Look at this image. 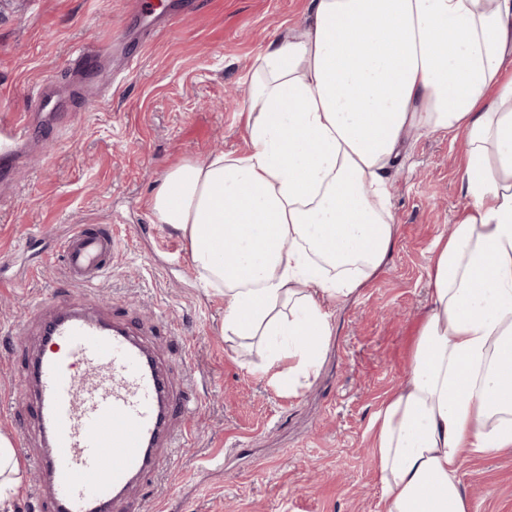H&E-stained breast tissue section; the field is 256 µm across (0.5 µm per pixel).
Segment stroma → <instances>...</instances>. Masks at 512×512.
I'll return each mask as SVG.
<instances>
[{
	"label": "stroma",
	"mask_w": 512,
	"mask_h": 512,
	"mask_svg": "<svg viewBox=\"0 0 512 512\" xmlns=\"http://www.w3.org/2000/svg\"><path fill=\"white\" fill-rule=\"evenodd\" d=\"M309 0H0V113L51 117L11 165L0 164V357L41 350L36 303L65 282L55 254L76 224L119 237L105 275L82 296L119 307L174 386L203 409L177 459L160 454L145 512H382L370 422L402 383L429 305L433 241L467 202L462 137L431 134L391 171L397 235L383 268L326 306L333 334L314 380L276 390L261 346L224 334V297L199 284L182 237L153 223L163 172L246 147L247 75L276 37L301 33ZM118 43L134 64L82 77L78 52ZM178 323L176 342L161 318ZM469 512H512V448L467 457Z\"/></svg>",
	"instance_id": "obj_1"
}]
</instances>
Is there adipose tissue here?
I'll use <instances>...</instances> for the list:
<instances>
[{
	"mask_svg": "<svg viewBox=\"0 0 512 512\" xmlns=\"http://www.w3.org/2000/svg\"><path fill=\"white\" fill-rule=\"evenodd\" d=\"M306 21L252 63L246 149L166 169L153 221L293 393L332 334L321 298L393 245L390 166L463 133L470 206L432 246L431 307L371 430L384 512H469L467 456L512 447V0H310Z\"/></svg>",
	"mask_w": 512,
	"mask_h": 512,
	"instance_id": "adipose-tissue-1",
	"label": "adipose tissue"
}]
</instances>
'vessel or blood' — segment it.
Returning <instances> with one entry per match:
<instances>
[{
	"label": "vessel or blood",
	"mask_w": 512,
	"mask_h": 512,
	"mask_svg": "<svg viewBox=\"0 0 512 512\" xmlns=\"http://www.w3.org/2000/svg\"><path fill=\"white\" fill-rule=\"evenodd\" d=\"M30 133L27 121L0 114V159L8 161ZM110 227L74 226L60 245L69 283L91 285L108 269L116 249ZM47 350L18 366L0 364L16 384L29 381L35 393L28 409L46 446L32 463L43 483L31 494L42 512H143L127 492L148 478L161 445L187 439L172 433L199 401L174 387L151 351L119 316L75 307L40 322Z\"/></svg>",
	"instance_id": "obj_1"
}]
</instances>
